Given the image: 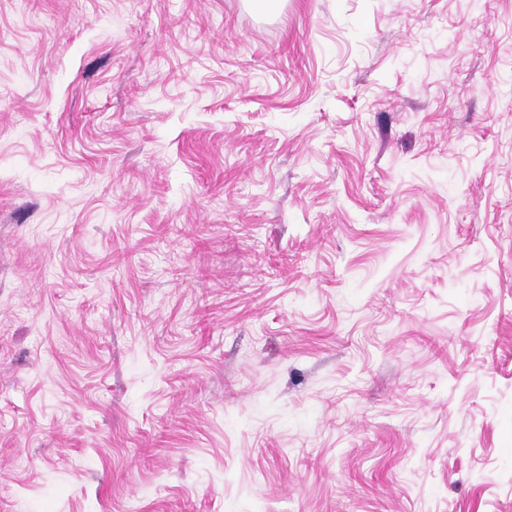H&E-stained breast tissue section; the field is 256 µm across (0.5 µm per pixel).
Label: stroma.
Returning a JSON list of instances; mask_svg holds the SVG:
<instances>
[{"label":"stroma","mask_w":512,"mask_h":512,"mask_svg":"<svg viewBox=\"0 0 512 512\" xmlns=\"http://www.w3.org/2000/svg\"><path fill=\"white\" fill-rule=\"evenodd\" d=\"M0 512H512V0H0Z\"/></svg>","instance_id":"1"}]
</instances>
